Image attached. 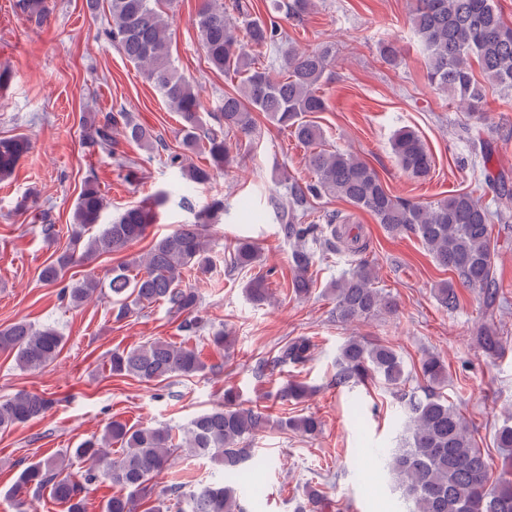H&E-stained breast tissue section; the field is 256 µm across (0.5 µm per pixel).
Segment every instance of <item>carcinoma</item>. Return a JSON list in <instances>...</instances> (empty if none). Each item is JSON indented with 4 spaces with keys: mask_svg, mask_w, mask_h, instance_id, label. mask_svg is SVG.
I'll use <instances>...</instances> for the list:
<instances>
[{
    "mask_svg": "<svg viewBox=\"0 0 512 512\" xmlns=\"http://www.w3.org/2000/svg\"><path fill=\"white\" fill-rule=\"evenodd\" d=\"M172 0H108L110 21L104 37L142 73L168 106L177 112L183 133L179 149L172 150L154 132L132 120L124 112H89L82 121L83 140L91 153L111 154L122 137L155 153H166V164L179 174V184L159 191L152 198L126 209L109 224L101 223L105 198L98 178L89 173L78 197L67 246L40 271V281L60 288L59 297L70 307L83 304L93 293H112L113 314L120 321L136 310L162 303L180 317V342L155 339L109 358L110 371L157 385L174 376L192 378L207 369L199 350L189 341L204 328L200 296L186 284V276L208 275L213 267L209 255V227L224 214V201L213 200L194 211L190 224H181L157 240L147 253L112 267L111 277L101 280L87 275L65 282L73 265L90 263L103 255L122 253L145 237L158 221V209L170 197L192 206L182 190L207 183L224 174L234 161L233 136L252 138L258 133L255 113L288 130L308 149L307 165L313 179L294 182L290 201L283 205L276 195L269 197L280 230L291 248V288L305 297L314 287L311 269L331 252L360 254L367 245L360 237L346 235L349 219L340 212L328 215L324 224H306L311 202L336 197L370 213L387 234L415 236L426 246L437 266L450 271L456 280H443L435 288L439 305L454 311L459 306L456 284L479 289L486 308L495 303V245L490 223L497 216L503 223L512 218V190L493 186L496 214L468 192H457L435 203L423 205L391 195L379 174L352 152L322 147L323 131L307 115L327 110L319 86L336 64L330 48L302 50L288 48L277 72L264 64L263 55L275 47L281 28L270 15L254 17L249 4L233 0L231 16L223 0H203L196 18L201 49L210 68L234 75L240 84L224 93L222 112L208 124L202 117L200 90L174 66L168 34V13ZM311 0H287L288 16L304 20ZM14 9L37 27L49 14L47 0H15ZM411 24L427 52V77L431 85L448 94L454 103L486 122L488 113L479 107L481 96L475 86L473 64H478L491 83L512 91V25L507 24L495 0H414ZM381 59L393 66L400 63V47L395 41L379 46ZM31 149L22 136L0 137V179L12 175L21 158ZM392 153L402 171L412 179H424L432 169V156L421 137L401 128L391 140ZM200 153L207 165L198 166L190 156ZM260 260L257 245L240 240L233 248L235 268H253ZM370 264L361 260L348 275L328 288L335 306L333 317L347 324L373 316L394 315L397 303L389 293L375 286ZM255 305L269 301L264 276L246 286ZM475 340L490 357L505 347L494 326L484 324ZM64 346V336L54 326L40 327L25 320L0 329V351L13 356L21 370L35 371L52 363ZM315 344L306 336L291 338L278 347L270 359L256 365L261 376L285 366H300L310 360ZM422 381L421 392L404 389L411 378ZM380 379L399 393L404 404L405 442L401 448H385L387 468L402 487L410 512H512V414L495 433L496 447L503 455L499 475H488L484 454L477 448L469 423L456 404L448 399V368L436 354L422 358L409 371L403 357L380 341L348 338L336 357L334 384L347 387L365 379ZM308 388L287 383L277 392L281 402L302 401ZM51 408V400L38 393L18 392L0 398V430L6 431L40 419ZM270 423L265 410L246 407L239 392L224 390V402L194 417L176 434L168 427L136 428L113 419L99 435H92L63 456H51L27 464L7 494L25 504V496L48 489L65 505L67 512H88L87 487L110 482L124 493L114 495L100 506V512H138L153 493V480L167 470L181 453L209 457L224 466L234 479L243 478L242 465L251 459L245 443L263 432ZM283 429L307 436L322 432V422L309 414L279 420ZM120 449L114 451L112 446ZM89 463L83 480L71 475L74 464ZM321 491L308 487L296 512H324ZM148 512H243L234 489L225 481L182 492L169 489L167 497Z\"/></svg>",
    "mask_w": 512,
    "mask_h": 512,
    "instance_id": "carcinoma-1",
    "label": "carcinoma"
}]
</instances>
